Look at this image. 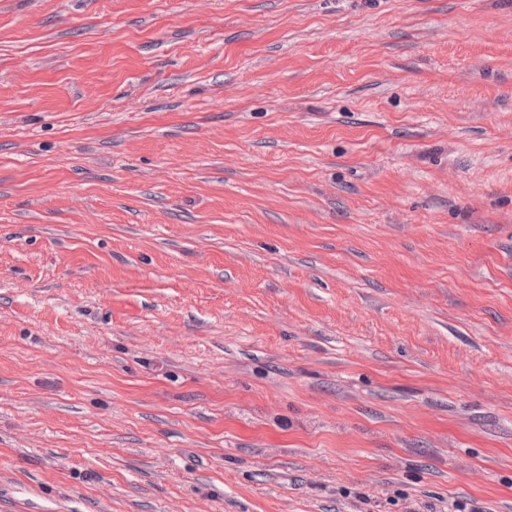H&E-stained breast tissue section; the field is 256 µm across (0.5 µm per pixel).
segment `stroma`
<instances>
[{"label": "stroma", "instance_id": "obj_1", "mask_svg": "<svg viewBox=\"0 0 512 512\" xmlns=\"http://www.w3.org/2000/svg\"><path fill=\"white\" fill-rule=\"evenodd\" d=\"M0 512H512V0H0Z\"/></svg>", "mask_w": 512, "mask_h": 512}]
</instances>
